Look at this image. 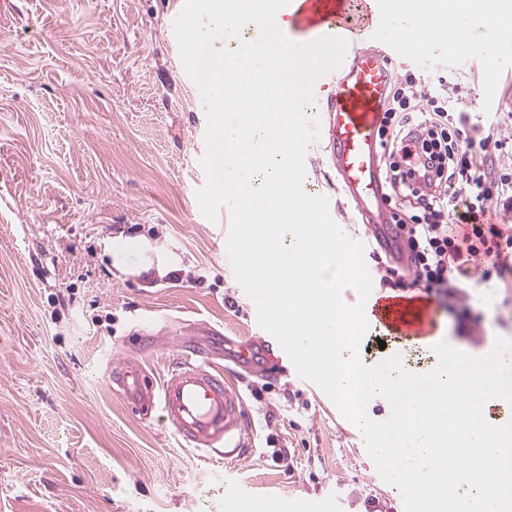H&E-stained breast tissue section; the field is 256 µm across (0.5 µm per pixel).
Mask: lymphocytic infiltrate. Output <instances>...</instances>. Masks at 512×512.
Instances as JSON below:
<instances>
[{
  "instance_id": "1",
  "label": "lymphocytic infiltrate",
  "mask_w": 512,
  "mask_h": 512,
  "mask_svg": "<svg viewBox=\"0 0 512 512\" xmlns=\"http://www.w3.org/2000/svg\"><path fill=\"white\" fill-rule=\"evenodd\" d=\"M457 109L445 98L420 100L409 77L384 111L378 136L388 157L385 179L396 201L412 210L391 216L397 256L384 262L381 276L391 290L446 296L475 267L487 278L512 279V224L496 221L512 209V173L488 169L507 144L492 131L476 139L449 128ZM455 182L465 185V199L449 194Z\"/></svg>"
}]
</instances>
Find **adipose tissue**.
<instances>
[{
	"mask_svg": "<svg viewBox=\"0 0 512 512\" xmlns=\"http://www.w3.org/2000/svg\"><path fill=\"white\" fill-rule=\"evenodd\" d=\"M429 6L432 13L437 14L444 24L452 26L460 38L466 36L475 18L485 19V50L493 54L496 65L512 67V53L500 48L502 39L512 35V12L495 10L493 0H430ZM416 7L415 0H394L390 26L393 35L404 40L409 48L422 51L439 41L443 33L439 30L413 32L411 23ZM131 253L139 254L142 258L141 264L133 270L137 276L161 278L181 263L177 254L143 237L119 235L104 246L105 256L111 258L113 266L120 271L125 270V258Z\"/></svg>",
	"mask_w": 512,
	"mask_h": 512,
	"instance_id": "adipose-tissue-1",
	"label": "adipose tissue"
}]
</instances>
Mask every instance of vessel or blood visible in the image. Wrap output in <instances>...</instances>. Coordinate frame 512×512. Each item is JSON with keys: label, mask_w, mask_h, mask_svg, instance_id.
I'll return each mask as SVG.
<instances>
[{"label": "vessel or blood", "mask_w": 512, "mask_h": 512, "mask_svg": "<svg viewBox=\"0 0 512 512\" xmlns=\"http://www.w3.org/2000/svg\"><path fill=\"white\" fill-rule=\"evenodd\" d=\"M288 10L299 17L311 38L334 35L369 45L368 50L345 56L341 66L316 85L335 86L328 101L329 124L320 133L330 141L333 165L346 195L360 211L380 210L384 192L376 164L377 129L391 73L370 44L390 28L389 0H291ZM365 315L402 345L438 341L431 306L418 298L379 295L366 304ZM179 348L195 350L197 358L180 361L160 390H153L139 362L128 357L114 362L113 384L138 410L160 406L187 447L224 446L243 454L247 423L240 393L210 351L195 349L190 341L181 342Z\"/></svg>", "instance_id": "obj_1"}]
</instances>
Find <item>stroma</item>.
<instances>
[{
  "label": "stroma",
  "mask_w": 512,
  "mask_h": 512,
  "mask_svg": "<svg viewBox=\"0 0 512 512\" xmlns=\"http://www.w3.org/2000/svg\"><path fill=\"white\" fill-rule=\"evenodd\" d=\"M176 7L0 0V512H252L283 501L289 512H366L370 498L404 512L359 428L280 345L229 367L251 424L240 458L182 447L161 411L132 409L112 385L115 355L159 384L181 340L264 333L229 261L228 209L212 222L196 199L207 118L179 56ZM374 47L394 78L444 90L468 126L512 142V72L492 71L480 49ZM330 154L325 137L308 147L304 191L327 197L345 236L372 252L369 219ZM119 233L157 240L181 269L150 283L119 274L100 257ZM432 310L462 352L512 339V288L481 270Z\"/></svg>",
  "instance_id": "35a3bbf8"
}]
</instances>
